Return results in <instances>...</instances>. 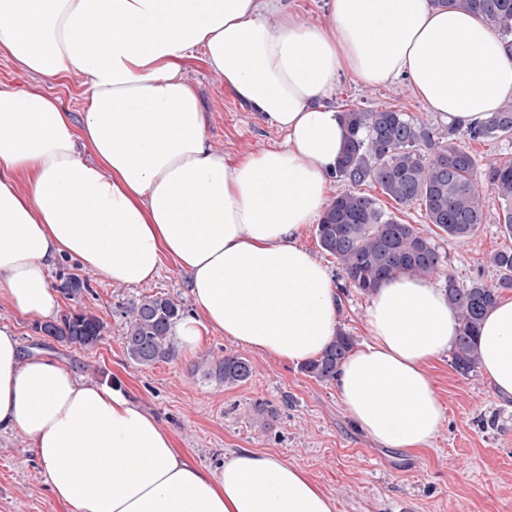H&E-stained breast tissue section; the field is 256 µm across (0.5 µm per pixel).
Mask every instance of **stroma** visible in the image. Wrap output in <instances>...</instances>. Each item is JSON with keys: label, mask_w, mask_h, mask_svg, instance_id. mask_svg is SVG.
<instances>
[{"label": "stroma", "mask_w": 512, "mask_h": 512, "mask_svg": "<svg viewBox=\"0 0 512 512\" xmlns=\"http://www.w3.org/2000/svg\"><path fill=\"white\" fill-rule=\"evenodd\" d=\"M185 75L194 85L207 114L212 148L233 156L256 154L282 146L285 134L263 122L224 85L222 75L200 60L187 62ZM41 91L58 99L73 122H80L85 86L72 73L48 82L0 53V90ZM332 104L339 111L388 107L409 113L436 128L444 123L415 96L408 82L365 87L341 78ZM399 221L423 228L439 246L444 264L431 281L443 285L446 275L459 283L480 277L497 280L489 263L498 251L512 249V235L498 221L497 197L484 196V222L463 240L448 239L427 224L419 206L403 208L374 183L362 186ZM84 279L89 289L77 298L61 296V312L84 309L99 317L103 339L95 347H71L44 335L36 322L19 315L0 296V326L15 330L24 355L40 354L70 370L77 378L126 391L160 427L170 433L175 449L191 464L210 469L225 455L249 448L280 457L302 468L336 501V512H512V400L497 396L484 374L464 376L452 366L451 354L430 362L426 371L445 410L432 447L412 451L386 448L360 431L345 413L336 385L307 376L298 365L253 351L224 335L204 332L191 353L152 366L132 363L124 352L122 310L142 296L165 293L182 301L186 315L196 311L187 276L164 259L157 279L140 287L112 282L104 273L70 260L51 265V286L66 278ZM367 294L340 291L338 326L358 344L368 343L364 323ZM228 354L249 359L253 377L227 388L207 379L196 366ZM276 409L269 429L253 415L254 400ZM0 512H69L51 495L44 470L21 433L0 435Z\"/></svg>", "instance_id": "obj_1"}]
</instances>
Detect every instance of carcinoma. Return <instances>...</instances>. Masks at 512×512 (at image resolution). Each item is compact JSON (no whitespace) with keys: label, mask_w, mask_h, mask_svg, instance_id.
Returning a JSON list of instances; mask_svg holds the SVG:
<instances>
[{"label":"carcinoma","mask_w":512,"mask_h":512,"mask_svg":"<svg viewBox=\"0 0 512 512\" xmlns=\"http://www.w3.org/2000/svg\"><path fill=\"white\" fill-rule=\"evenodd\" d=\"M484 17L503 41L512 40V0H431ZM348 130L336 165V179L345 189L325 207L315 234L321 249L336 259L341 278L365 294L398 276L424 278L438 273L441 253L433 239L414 224H404L354 188L374 182L396 204L424 208L427 223L450 239L472 236L484 218V196L469 148L455 142V130H438L406 112L387 108L351 109L343 113ZM471 141L512 136V105H506L466 131ZM487 190L500 202L503 226L512 234V162L494 163L484 171ZM490 263L500 272L497 282L481 279L444 282L448 302L458 314L459 334L452 365L463 375L479 368L477 338L484 315L512 290V251H499ZM185 314L182 303L165 294L142 296L122 312L127 318L123 336L128 359L149 366L174 358L173 327ZM68 345L93 347L104 337V323L84 310L65 314L59 322L40 327ZM356 340L339 329L323 351L301 370L320 381H334L338 368ZM226 387L246 383L253 374L248 359L226 355L195 367Z\"/></svg>","instance_id":"cac0c4a2"}]
</instances>
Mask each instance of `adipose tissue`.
Masks as SVG:
<instances>
[{
    "mask_svg": "<svg viewBox=\"0 0 512 512\" xmlns=\"http://www.w3.org/2000/svg\"><path fill=\"white\" fill-rule=\"evenodd\" d=\"M308 22L286 0H0V52L87 88L73 122L55 99L0 90V294L37 321L60 308L59 258L142 286L164 258L189 276L198 316L174 333L194 350L211 329L291 363L336 332L337 290L298 240L317 223L347 129L330 104L341 78L410 82L428 111L467 129L512 99V52L490 23L431 0H328ZM202 58L283 146L214 151L184 65ZM94 157L79 159V147ZM25 185H18L17 175ZM371 336L336 377L357 427L388 448L430 447L444 419L426 364L453 348L443 288L399 276L372 293ZM480 368L512 400V300L484 317ZM20 432L71 512H336L302 469L241 449L189 465L121 389L23 357L0 327V432Z\"/></svg>",
    "mask_w": 512,
    "mask_h": 512,
    "instance_id": "adipose-tissue-1",
    "label": "adipose tissue"
}]
</instances>
